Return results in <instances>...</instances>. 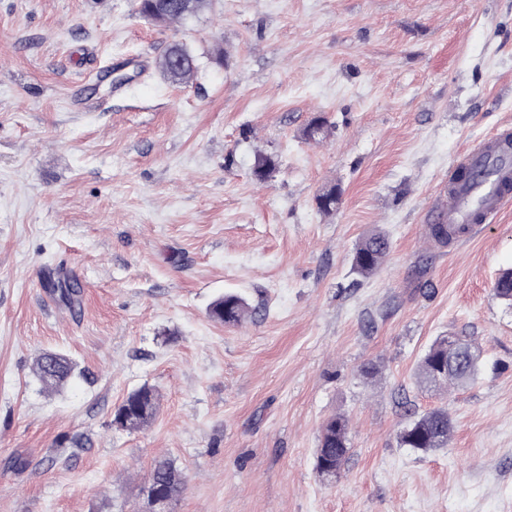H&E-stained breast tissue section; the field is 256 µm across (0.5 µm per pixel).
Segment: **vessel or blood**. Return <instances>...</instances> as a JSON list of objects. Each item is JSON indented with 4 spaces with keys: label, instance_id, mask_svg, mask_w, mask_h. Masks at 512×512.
Here are the masks:
<instances>
[{
    "label": "vessel or blood",
    "instance_id": "b4317fda",
    "mask_svg": "<svg viewBox=\"0 0 512 512\" xmlns=\"http://www.w3.org/2000/svg\"><path fill=\"white\" fill-rule=\"evenodd\" d=\"M454 170L476 173L472 183L448 181V201L434 209V224L481 225L493 222L512 202V135L493 133L457 158Z\"/></svg>",
    "mask_w": 512,
    "mask_h": 512
}]
</instances>
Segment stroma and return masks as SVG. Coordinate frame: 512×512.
I'll list each match as a JSON object with an SVG mask.
<instances>
[{
  "instance_id": "stroma-1",
  "label": "stroma",
  "mask_w": 512,
  "mask_h": 512,
  "mask_svg": "<svg viewBox=\"0 0 512 512\" xmlns=\"http://www.w3.org/2000/svg\"><path fill=\"white\" fill-rule=\"evenodd\" d=\"M175 44L197 58L186 84L156 68ZM318 115L331 134L306 139ZM506 124L512 0H214L170 26L135 0H0V512H149L163 459L186 484L167 512H512V306L493 293L512 204L429 236L456 157ZM375 230L390 251L365 279ZM227 292L242 325L208 315ZM450 333L484 369L419 387ZM46 351L76 365L56 392L33 373ZM143 385L151 424H114ZM440 407L447 448L402 447ZM336 415L350 454L327 480ZM389 240L383 232L365 236L357 244L352 268L362 277L373 275L384 262L389 252ZM350 451L348 421L343 416L330 418L323 426L316 449V470L322 477L336 478Z\"/></svg>"
}]
</instances>
